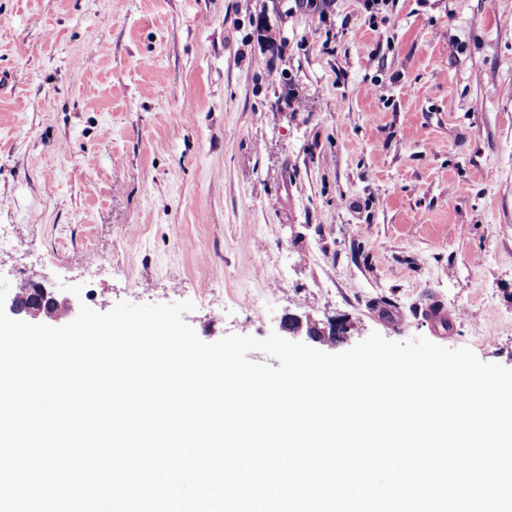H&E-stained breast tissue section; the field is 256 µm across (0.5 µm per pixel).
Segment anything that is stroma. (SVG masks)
Returning a JSON list of instances; mask_svg holds the SVG:
<instances>
[{"label": "stroma", "instance_id": "stroma-1", "mask_svg": "<svg viewBox=\"0 0 512 512\" xmlns=\"http://www.w3.org/2000/svg\"><path fill=\"white\" fill-rule=\"evenodd\" d=\"M1 70L0 276L40 323L80 284L206 342L512 368V0H0ZM32 288L26 289V294L23 292L19 295L28 312V314L37 315L45 313L46 310L57 306L56 298L43 288L40 284H34Z\"/></svg>", "mask_w": 512, "mask_h": 512}]
</instances>
